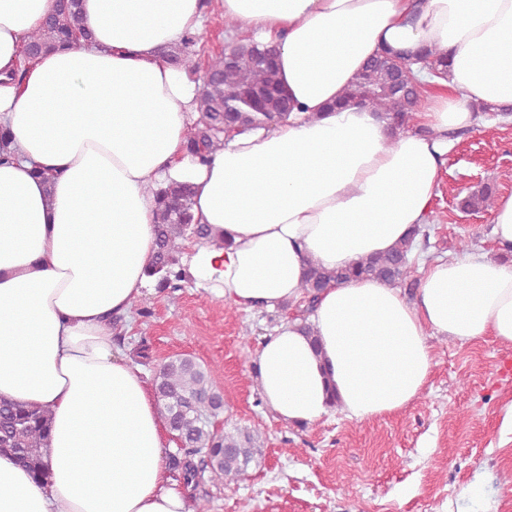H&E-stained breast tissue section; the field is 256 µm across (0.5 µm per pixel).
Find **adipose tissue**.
Wrapping results in <instances>:
<instances>
[{
	"mask_svg": "<svg viewBox=\"0 0 512 512\" xmlns=\"http://www.w3.org/2000/svg\"><path fill=\"white\" fill-rule=\"evenodd\" d=\"M216 2L275 48L294 107L203 161L184 148L199 83L166 58L201 32L203 0H81L87 39L29 69L22 47L55 0H0V398L52 413L49 479L0 456V512H191L158 401L113 324L151 284L159 183L192 184L195 223L223 238L193 246L198 286L244 310L296 303L306 260L345 267L425 222L448 134L475 122L474 105L512 108V0ZM384 48L448 57L447 79L424 81L420 132L393 137L374 111L330 107ZM309 320L319 346L288 321L253 360L275 415L399 412L427 383L430 337L512 345V261L435 263L413 302L372 280L328 288Z\"/></svg>",
	"mask_w": 512,
	"mask_h": 512,
	"instance_id": "ef3b65f1",
	"label": "adipose tissue"
}]
</instances>
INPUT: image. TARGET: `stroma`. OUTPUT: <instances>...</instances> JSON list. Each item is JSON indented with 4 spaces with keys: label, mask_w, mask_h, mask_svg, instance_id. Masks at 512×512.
<instances>
[{
    "label": "stroma",
    "mask_w": 512,
    "mask_h": 512,
    "mask_svg": "<svg viewBox=\"0 0 512 512\" xmlns=\"http://www.w3.org/2000/svg\"><path fill=\"white\" fill-rule=\"evenodd\" d=\"M512 195V121L478 120L449 152L426 241L411 253L416 269L437 259L498 257L492 212L459 202L483 184ZM468 250H461V241ZM280 309L229 310L185 282L177 299L146 294L122 334L126 347L148 341L147 374L177 355L213 369L230 424L262 433L264 456L238 482L201 478L191 486L211 512H512V377L500 372L512 345L487 337L461 343L431 337L427 384L405 410L356 421L334 412L311 425L281 421L251 374L262 337Z\"/></svg>",
    "instance_id": "stroma-1"
}]
</instances>
